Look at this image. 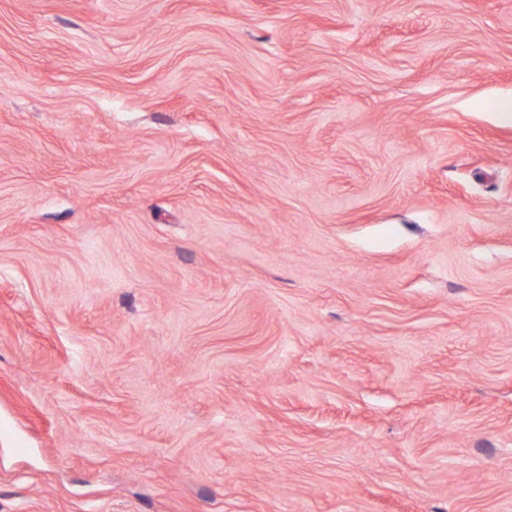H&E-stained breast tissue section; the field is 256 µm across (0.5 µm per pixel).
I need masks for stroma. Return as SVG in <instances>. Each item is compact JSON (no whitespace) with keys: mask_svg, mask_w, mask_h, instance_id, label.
<instances>
[{"mask_svg":"<svg viewBox=\"0 0 512 512\" xmlns=\"http://www.w3.org/2000/svg\"><path fill=\"white\" fill-rule=\"evenodd\" d=\"M512 0H0V512H512Z\"/></svg>","mask_w":512,"mask_h":512,"instance_id":"35a3bbf8","label":"stroma"}]
</instances>
